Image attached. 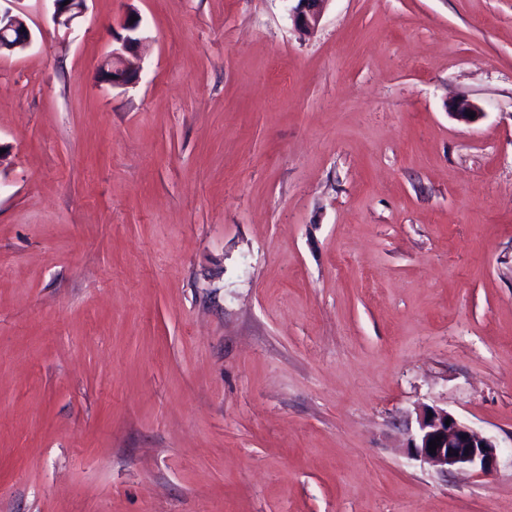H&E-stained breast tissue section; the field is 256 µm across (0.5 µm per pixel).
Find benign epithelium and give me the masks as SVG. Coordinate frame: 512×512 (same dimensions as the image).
<instances>
[{"mask_svg":"<svg viewBox=\"0 0 512 512\" xmlns=\"http://www.w3.org/2000/svg\"><path fill=\"white\" fill-rule=\"evenodd\" d=\"M54 22L70 28L72 22L83 13L86 0H53ZM292 10L295 26L302 31H312L322 17L328 0H296ZM120 31L114 39L120 47L104 59L97 69L101 81L113 86L129 84L140 71V59L133 55V49L142 41L140 21L127 14L119 22ZM31 43V32L26 22L10 11L0 12V55L23 50ZM475 117L470 118L468 114ZM450 115L457 121L471 124L483 115L481 107L474 101L459 97L451 104ZM450 424H445V421ZM418 433L411 439V454L423 464L442 473L468 469L478 476L491 473L497 466L496 442L477 428L455 418L447 411L425 407L417 417ZM441 438L436 452L429 451V442Z\"/></svg>","mask_w":512,"mask_h":512,"instance_id":"1","label":"benign epithelium"}]
</instances>
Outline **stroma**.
Returning <instances> with one entry per match:
<instances>
[{
  "mask_svg": "<svg viewBox=\"0 0 512 512\" xmlns=\"http://www.w3.org/2000/svg\"><path fill=\"white\" fill-rule=\"evenodd\" d=\"M292 6L0 0V512H512V0ZM54 2L55 11L53 14L54 22L58 26H63L69 29L72 22L80 17L83 13L85 2L87 0H69L67 5H64L66 0H52ZM297 5L292 10L295 26L302 31H312L322 17L323 9L328 0H294ZM31 43V32L19 15L0 8V55L23 50ZM128 13L120 22L119 28L125 32H116L113 39L120 43V48L112 49V53L104 59L97 69L102 82L113 87L128 85L140 71V59L133 54V49L142 41L140 37V21ZM133 20V24H130ZM131 54V58L126 56ZM451 111L452 112H449V114L455 120L466 124L476 122L484 114L477 103L465 97L455 99L451 104ZM467 113H475V117L469 118ZM447 419H450V425L445 424ZM417 423L418 433L411 439L409 448L412 456L421 463L446 474L468 469L478 476H485L496 468L499 448L496 442L448 411L426 406L419 413ZM436 437H441V441H437L436 452L431 453L429 442Z\"/></svg>",
  "mask_w": 512,
  "mask_h": 512,
  "instance_id": "1",
  "label": "stroma"
}]
</instances>
